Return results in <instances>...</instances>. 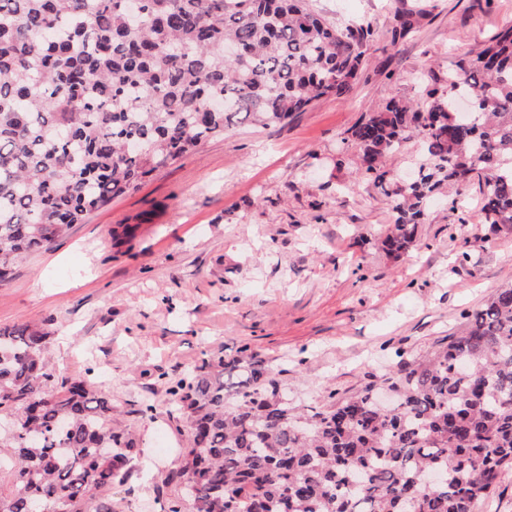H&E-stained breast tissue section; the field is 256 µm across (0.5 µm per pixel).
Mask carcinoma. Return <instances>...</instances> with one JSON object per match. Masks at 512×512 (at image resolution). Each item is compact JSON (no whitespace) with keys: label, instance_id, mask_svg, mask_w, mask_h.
<instances>
[{"label":"carcinoma","instance_id":"1","mask_svg":"<svg viewBox=\"0 0 512 512\" xmlns=\"http://www.w3.org/2000/svg\"><path fill=\"white\" fill-rule=\"evenodd\" d=\"M422 12L396 18L397 45ZM374 38L308 0H0V282L112 197L224 134L288 123L349 93ZM419 136L391 188L382 158ZM361 169L394 198L384 246L412 245L434 194L478 179L483 223L512 228V21L448 65V90L392 98L352 131ZM48 333L0 327V512H115L138 452L112 397L55 383ZM243 346L203 353L170 386L188 439L163 484L189 512H474L512 469V285L424 354H397L342 401L298 411Z\"/></svg>","mask_w":512,"mask_h":512}]
</instances>
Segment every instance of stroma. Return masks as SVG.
Masks as SVG:
<instances>
[{"label":"stroma","instance_id":"1","mask_svg":"<svg viewBox=\"0 0 512 512\" xmlns=\"http://www.w3.org/2000/svg\"><path fill=\"white\" fill-rule=\"evenodd\" d=\"M377 38L353 92L316 101L286 125L241 126L112 198L0 283V326L47 325L56 378L85 377L112 396L141 451L118 512H166L161 474L179 464L169 386L206 352L241 346L283 369L290 402L343 398L396 352L423 353L463 315L512 284V232L480 218L477 185L458 223L447 193L430 202L412 248L381 240L395 212L359 173L351 137L362 114L414 97L416 74L446 79L449 59L512 20V0H310ZM422 5L388 47L396 13ZM153 412L140 416L142 400Z\"/></svg>","mask_w":512,"mask_h":512}]
</instances>
